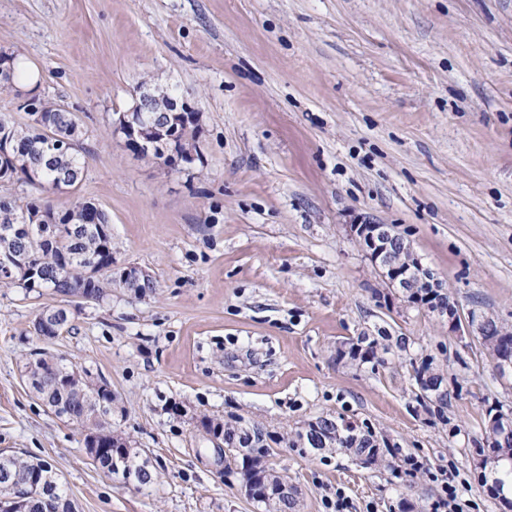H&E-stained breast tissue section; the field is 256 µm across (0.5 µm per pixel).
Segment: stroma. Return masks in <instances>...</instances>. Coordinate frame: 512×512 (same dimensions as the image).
Wrapping results in <instances>:
<instances>
[{
	"label": "stroma",
	"mask_w": 512,
	"mask_h": 512,
	"mask_svg": "<svg viewBox=\"0 0 512 512\" xmlns=\"http://www.w3.org/2000/svg\"><path fill=\"white\" fill-rule=\"evenodd\" d=\"M1 51L86 132L76 194L50 200L105 212L112 294L44 339L33 322L57 296L0 283V448L50 463L77 512H261L241 459L216 463L208 417L266 433L298 512L339 490L350 512H430L450 468L464 512H505L474 458L512 376L382 281L349 227L393 226L461 315L512 329V0H0ZM146 83L198 112L191 162L127 149L116 122ZM132 270L153 290L126 288ZM357 336L377 359H337ZM41 348L111 384L112 430L156 484L94 468L81 427L27 384ZM424 365L447 405L423 398ZM321 417L430 470L294 444Z\"/></svg>",
	"instance_id": "1"
}]
</instances>
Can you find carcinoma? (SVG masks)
Wrapping results in <instances>:
<instances>
[{
  "instance_id": "1",
  "label": "carcinoma",
  "mask_w": 512,
  "mask_h": 512,
  "mask_svg": "<svg viewBox=\"0 0 512 512\" xmlns=\"http://www.w3.org/2000/svg\"><path fill=\"white\" fill-rule=\"evenodd\" d=\"M12 56L0 53V90L13 85ZM27 114L47 116L49 125L29 121L23 125L0 115V184L21 179L29 187L18 198L0 196V281L16 279L23 287L49 288L53 294L75 297L81 303H100L112 293V235L106 214L90 218V201L76 199L71 207L56 210L49 195L68 190L76 192L85 169L84 132L72 112L57 103L41 98L27 99ZM52 326L49 335L59 336L69 329L64 311H42ZM483 345L494 359L512 354V333L482 337ZM376 341L366 336L349 344V351H338L337 358L367 359L376 355ZM30 388L59 417L77 423L85 432V450L96 461L95 467L106 473L119 463L121 476L148 488L158 474L131 448L112 444V409L117 396L102 389L88 372L75 371L54 355L43 352L36 361ZM203 430L218 438L227 436L239 448H253L258 438L218 420L205 418ZM330 446L352 454L364 467L392 466L376 452L369 433L355 428L341 432L333 440L310 444L316 450ZM512 453V443L499 442L476 449L491 468L501 457ZM243 480L250 485L251 497L263 512H294L296 500L283 493L287 480L270 465H260L255 458L243 455ZM512 486V468L500 471L495 490L504 504L512 508L505 486ZM24 502L23 512H74L73 504L60 488L49 464L23 452H0V505L15 499Z\"/></svg>"
}]
</instances>
